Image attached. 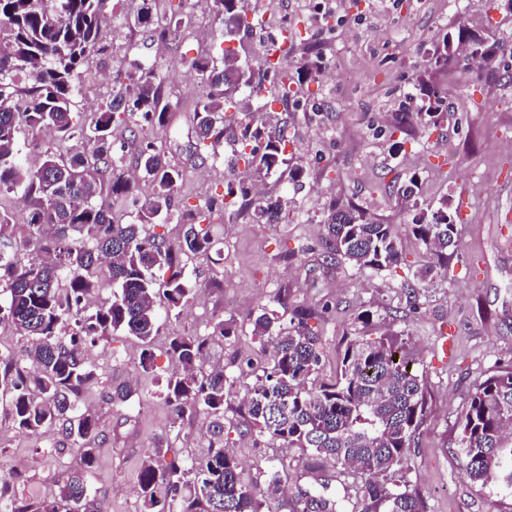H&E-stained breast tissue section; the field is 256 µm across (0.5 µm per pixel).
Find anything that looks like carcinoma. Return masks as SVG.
Wrapping results in <instances>:
<instances>
[{
	"label": "carcinoma",
	"instance_id": "obj_1",
	"mask_svg": "<svg viewBox=\"0 0 512 512\" xmlns=\"http://www.w3.org/2000/svg\"><path fill=\"white\" fill-rule=\"evenodd\" d=\"M108 0H0V194L21 192L24 223L0 212V323L13 326L22 338L19 352H0V398H8L13 427L36 435L50 424L62 428L60 445L76 451L78 467L55 475L57 494L32 499L14 490L13 480L0 478V512H93L88 477L97 462L98 418L78 411L83 390L99 383L88 353L117 332L137 340L142 351L137 376L154 375L151 350L157 332L156 304L165 313L187 309L197 295L186 260L206 252L211 228L224 222L231 201L242 199L258 224H279L289 215L281 195H257L253 184H228L227 192L182 213H173L182 174L164 148L152 139H139L146 129L163 128L172 111L171 94L157 67L127 60L120 48L106 40ZM220 21V38L194 57L180 62L206 82L208 91L196 100V143L212 147L224 143V112L238 105L236 95L249 96L271 83L281 95L291 92V70L311 69L312 62L296 61L284 52L278 62L264 59L261 77L224 49V42L249 33L246 0H207ZM154 0H140L136 25L160 40H176L184 29L176 14L155 19ZM462 42L487 54L503 45L472 31L457 20L428 52L430 68L443 69L459 57ZM126 66L125 81L98 104L90 120L74 111L80 83L91 58ZM421 103L418 112L396 117L397 127L412 123L427 130L445 117L448 105L421 75L413 78ZM245 167L257 177L287 175L299 186L305 169L288 157L287 122L271 124L254 116L250 106L238 121ZM27 131L31 142L48 132L56 143L43 146L36 168L19 158L18 135ZM139 139L131 167L113 152L117 134ZM83 149L58 151L56 144L72 140ZM149 192H140V182ZM420 178L413 173L396 188L397 201L411 216L406 231L424 246L427 263L417 273L420 287H410L407 304L419 307V288L428 286L432 272L445 273L461 243L454 211L448 200L432 207L419 200ZM117 200L131 203L128 219H116ZM176 218L182 236L171 242L155 227ZM401 233L395 224L373 220L362 208L333 203L323 219L321 256L340 257L358 267L389 269L404 261ZM41 257L20 258L28 249ZM116 288L112 299L94 308L88 297L101 279ZM287 297L260 304L253 313L252 336L266 361L251 360L230 377L224 366L210 364L215 338H228L232 328L219 321L213 335L174 336L167 355L174 366L166 378L164 400L171 408L172 426L186 416H201L211 434L205 457L184 466L165 460L163 444L155 443L143 461L135 485L136 512H262L281 495L285 462L281 468L244 477L237 456L224 446V407L229 405L237 380L252 378L239 404L247 431L262 440L297 449L313 470L322 461L354 467L362 475L354 485L355 512H427L424 499L402 475L408 450L427 416L426 384L413 368L412 352L401 336L349 339L336 374L321 377L319 333L309 320L331 311L326 302L317 308L297 307L288 321L278 308ZM139 391L130 384L108 385L109 404L126 405ZM463 467L473 482L491 476L512 489V368H502L474 381L468 405L456 421ZM321 490L299 487L291 498V512H341L338 498Z\"/></svg>",
	"mask_w": 512,
	"mask_h": 512
}]
</instances>
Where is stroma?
<instances>
[{"mask_svg":"<svg viewBox=\"0 0 512 512\" xmlns=\"http://www.w3.org/2000/svg\"><path fill=\"white\" fill-rule=\"evenodd\" d=\"M295 32L292 55L321 53L318 67L302 74L294 101L273 102L287 119L293 139L288 150L307 177L302 186L287 185L278 176L265 177L261 189L289 200L290 214L278 224H256L248 211L227 218L213 233L210 250L188 263L191 279L203 288L181 315H164L153 339L156 372L141 382L130 408L108 404L104 383L130 378L141 348L129 336L98 343L90 359L102 384L81 393L80 411L99 419L98 463L89 477L99 512H133L131 490L155 441L168 442V459L183 462L204 457L208 440L202 418L188 417L171 428V410L163 399L169 372L165 350L171 337L211 334L219 320H233L235 336L216 341L226 371L246 360L263 361L252 338L251 312L259 301L284 294L292 306L317 307L331 302L321 324L323 374L336 372L346 336L359 332L358 312L372 314L371 337L398 333L415 349V369L431 395L429 412L416 448L402 472L421 494L427 512H512V493L494 480L470 481L457 452L455 424L469 399L472 382L512 366V253L498 243L512 223V15L491 8L489 0H248ZM195 24L179 42L194 56L215 42L220 24L205 7L193 11ZM507 47L501 63L472 71L454 60L446 69L430 71L428 80L447 98L451 115L432 134L418 126L393 131L398 113L410 111L412 79L423 68L433 41L456 18ZM281 27L254 29L238 42L241 59L259 64ZM118 44L128 58L154 62L163 51L135 26L113 22ZM183 74L172 73L168 88L180 99L169 125L154 131L169 159L182 173L176 206L190 209L223 194L234 171L227 160L230 146L217 158L201 160L192 135L195 96L186 94ZM421 176V201L468 199L470 213L459 226L461 250L448 273L435 275L423 290L418 310L406 300L407 284L415 283L426 262L421 244L403 235L406 262L386 270L357 268L337 262L320 267L317 248L322 220L331 203L355 204L387 224H404L409 215L392 192L395 176ZM306 249L304 261L290 262L286 251ZM232 428L227 445L244 467L257 476L268 462L287 459L292 478L287 489L307 487L336 474L331 465L310 473L298 451L278 443L254 444L236 428V405L224 409ZM59 426L31 436L13 428L7 406L0 402V466L19 477L18 494L46 498L57 493L55 472L79 466L76 452L55 454Z\"/></svg>","mask_w":512,"mask_h":512,"instance_id":"obj_1","label":"stroma"}]
</instances>
